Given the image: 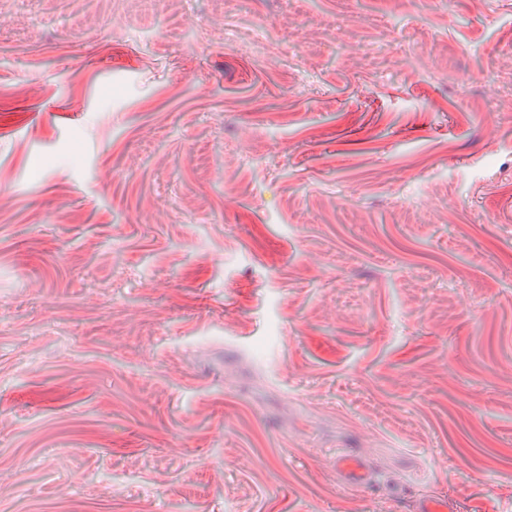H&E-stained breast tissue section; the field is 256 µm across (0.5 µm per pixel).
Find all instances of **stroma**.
Segmentation results:
<instances>
[{"instance_id":"35a3bbf8","label":"stroma","mask_w":512,"mask_h":512,"mask_svg":"<svg viewBox=\"0 0 512 512\" xmlns=\"http://www.w3.org/2000/svg\"><path fill=\"white\" fill-rule=\"evenodd\" d=\"M431 492L512 512V0H0V512ZM335 468L339 479L347 487L364 490L373 482L368 463L362 455L337 456Z\"/></svg>"}]
</instances>
